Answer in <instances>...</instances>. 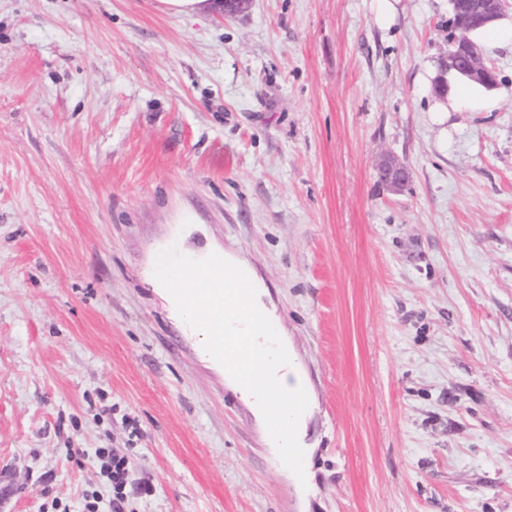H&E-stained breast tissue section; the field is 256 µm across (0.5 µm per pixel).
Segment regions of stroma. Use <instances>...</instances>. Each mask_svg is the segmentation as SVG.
Returning <instances> with one entry per match:
<instances>
[{
	"label": "stroma",
	"mask_w": 512,
	"mask_h": 512,
	"mask_svg": "<svg viewBox=\"0 0 512 512\" xmlns=\"http://www.w3.org/2000/svg\"><path fill=\"white\" fill-rule=\"evenodd\" d=\"M396 8L0 0V512L109 502L98 448L129 512H512V49L436 125L449 0ZM172 245L255 286L303 477L157 284ZM212 0H157L159 8L172 14L192 16L214 7ZM379 181L391 191L401 190L410 180L408 167L393 156H386L377 166ZM95 459L100 477L112 487V511L125 512V489L128 483L125 457L114 453L112 448H98Z\"/></svg>",
	"instance_id": "obj_1"
}]
</instances>
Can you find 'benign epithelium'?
<instances>
[{"mask_svg":"<svg viewBox=\"0 0 512 512\" xmlns=\"http://www.w3.org/2000/svg\"><path fill=\"white\" fill-rule=\"evenodd\" d=\"M451 24L455 31L443 68L462 71L475 84L495 87L494 69L482 58L468 34L499 20L512 4L509 0H450ZM379 181L391 191L401 190L410 180L408 167L393 156H387L377 166Z\"/></svg>","mask_w":512,"mask_h":512,"instance_id":"obj_1","label":"benign epithelium"}]
</instances>
